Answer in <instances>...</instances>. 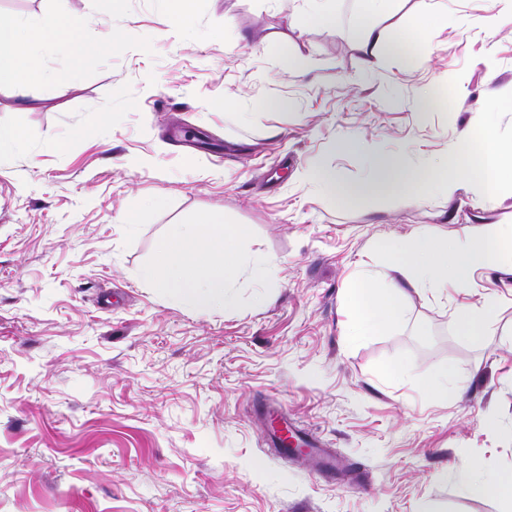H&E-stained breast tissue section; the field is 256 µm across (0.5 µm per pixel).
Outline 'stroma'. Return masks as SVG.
<instances>
[{"label":"stroma","instance_id":"obj_1","mask_svg":"<svg viewBox=\"0 0 512 512\" xmlns=\"http://www.w3.org/2000/svg\"><path fill=\"white\" fill-rule=\"evenodd\" d=\"M444 3L407 66L365 54L358 0H335V28L306 25L304 0H192L175 35L158 18L179 0H0L28 43L49 13L96 21L92 51L35 56L51 89L0 87V126L25 142L0 161V512H502L448 473L512 470V269L409 290L373 336L353 335L348 290L403 282L379 244L512 225V186L345 204L304 178L367 180L343 136L409 167L487 126L512 144V0ZM207 212L276 266L263 283L241 268L231 314L140 276ZM489 298L485 334L459 335L452 312ZM444 371L452 389L429 396ZM269 405L335 451V481L268 444Z\"/></svg>","mask_w":512,"mask_h":512}]
</instances>
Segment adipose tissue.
Listing matches in <instances>:
<instances>
[{"label":"adipose tissue","instance_id":"adipose-tissue-1","mask_svg":"<svg viewBox=\"0 0 512 512\" xmlns=\"http://www.w3.org/2000/svg\"><path fill=\"white\" fill-rule=\"evenodd\" d=\"M388 2L360 0L361 15L356 27L361 44L369 55L383 52L413 62L412 39H385L374 23ZM20 34L21 26L16 19L0 17V85L11 87L21 96L30 83L46 85L50 79L36 69L31 58L21 56ZM476 140L480 145L479 156H472L469 148L461 147L443 166L407 169L376 150L365 148L357 139L354 147L364 150L373 170L368 183L338 182L335 173L326 168L310 171L308 180L322 192L346 203L399 188L407 189L415 199L430 193L450 196L474 181L488 188L512 183V146L498 144L488 127L481 130ZM248 235L247 225H227L212 214L191 224L177 225L160 244L154 264L143 270L142 276L199 312H235L237 301L230 287L241 267L239 246ZM379 252L384 262L406 274L407 283L376 286L362 282L349 289V303L355 312L354 331L359 336L375 335L385 324L402 320L408 287L436 288L446 279L460 285L472 271L496 268L512 259V225L489 226L451 240L437 235L400 239L380 245Z\"/></svg>","mask_w":512,"mask_h":512}]
</instances>
